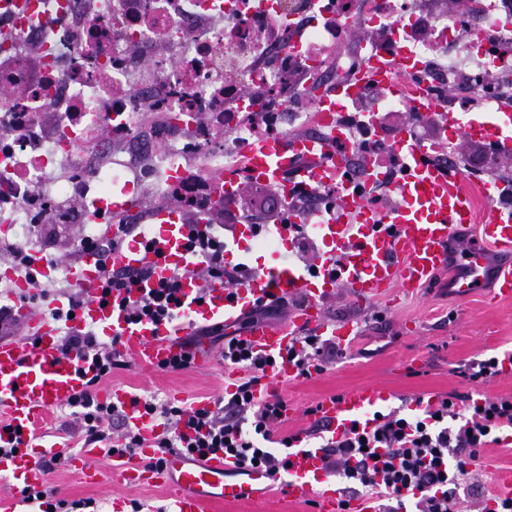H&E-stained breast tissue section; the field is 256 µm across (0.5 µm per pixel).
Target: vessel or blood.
Here are the masks:
<instances>
[{
	"label": "vessel or blood",
	"mask_w": 512,
	"mask_h": 512,
	"mask_svg": "<svg viewBox=\"0 0 512 512\" xmlns=\"http://www.w3.org/2000/svg\"><path fill=\"white\" fill-rule=\"evenodd\" d=\"M419 66L407 53L371 58L368 70L372 81L358 76L318 98L324 123L331 126L336 139H345L336 116L348 102L374 85L384 93H397L393 72ZM413 108L441 125L443 140L463 138L493 145L505 154L512 152V105L460 115L448 111L446 103L419 92L413 98ZM392 150L406 170L396 188L395 203L374 210L342 200L335 219L318 227L324 252L314 265L259 261L237 286L224 279L200 282L190 272L192 259L185 248L191 224L179 210H162L153 217L152 234L116 247L107 258L86 253L76 264L64 267L66 277L86 296L70 320V328L91 326L104 335L119 337L128 359L150 370L162 369L180 353V336L170 335L166 325L132 323L117 304H100V267L104 264L116 271H147L152 286L169 279L175 270H185L182 334L209 323L232 324L251 306L273 295L299 299L286 322L254 324L240 335L255 352L276 361L255 389L256 399L265 401L276 384L296 378L297 369L285 354L304 332L333 336L343 348L354 345L358 333L353 323L332 324L323 313L324 303L338 290H346L362 302H375L394 288L409 292L427 287L454 259L464 270L453 281L459 297L485 287L491 299H512V206L500 202L501 183L484 184L480 194H473L460 169L436 160V144L406 133ZM321 156L312 143L299 137L262 142L252 150L250 175L284 188L316 187L326 178ZM480 200L485 203L481 211L476 208ZM233 238L236 248L225 256L229 265L236 264L238 252L252 249L253 234L247 226L235 225ZM199 292L205 295L200 303L195 300ZM15 318L17 333L0 336V415L21 430L23 444L17 453L0 457V474L6 475L15 489H38L47 481L46 461L55 450L41 443L35 429L47 411L68 405L85 389L95 364L88 358L60 353V330L51 318L34 314L27 306L18 307ZM391 397L389 391L366 385L321 401L315 418L327 423L329 434L338 438L353 426H372L376 409ZM103 398L124 410L127 424L143 439L136 460L116 471L119 489L112 496L113 512H126L129 492L150 485L166 488L174 512H212L215 504L244 501L251 504L253 512H264L268 492L283 484L298 500L311 502L314 512H339L343 493L327 474L320 449L298 446L290 454V467L283 476L262 471L241 474L233 460L220 454L203 459L189 458L179 449L158 454L153 442L162 433V425L133 408L125 390L112 389ZM101 454L99 447L91 445L73 457L72 470L82 482H102Z\"/></svg>",
	"instance_id": "b4317fda"
}]
</instances>
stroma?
I'll list each match as a JSON object with an SVG mask.
<instances>
[{
	"mask_svg": "<svg viewBox=\"0 0 512 512\" xmlns=\"http://www.w3.org/2000/svg\"><path fill=\"white\" fill-rule=\"evenodd\" d=\"M78 224H42L25 236L36 253L74 260V243L82 234ZM448 273L434 284L404 295L361 305L345 293L326 302L328 321L352 319L359 337L353 347L338 350L321 373L283 382L279 396L288 405L285 431L306 432L314 425L313 408L323 399L368 384L388 387L393 397L383 412L409 414L417 398L451 393L473 398L512 395V375L496 376L483 383L467 381L462 371L474 359L512 350V301L494 302L478 293L458 298L448 286ZM106 387H120L130 394L152 396L165 402L216 398L224 393V365L214 361L207 370H147L137 366L115 370ZM512 475V446L488 445L479 452L471 474L460 480L456 498L462 512H479L482 501L470 492L471 483L494 492L502 475ZM47 486L57 498L93 499L97 512H112L111 479L101 484L82 483L72 469L50 468Z\"/></svg>",
	"mask_w": 512,
	"mask_h": 512,
	"instance_id": "obj_1",
	"label": "stroma"
}]
</instances>
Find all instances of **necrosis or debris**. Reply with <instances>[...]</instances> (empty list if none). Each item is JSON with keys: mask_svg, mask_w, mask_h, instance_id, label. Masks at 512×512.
Masks as SVG:
<instances>
[{"mask_svg": "<svg viewBox=\"0 0 512 512\" xmlns=\"http://www.w3.org/2000/svg\"><path fill=\"white\" fill-rule=\"evenodd\" d=\"M130 1L0 0L1 224H143L166 208L216 223L222 177L246 175L255 143L324 137L320 91L370 54H413L404 94H378L377 125L339 114L345 163L302 192L313 233L342 197L379 207L402 180L399 165L378 183L361 169L392 146L409 90L463 111L512 97V0H134L135 16ZM23 112L35 121L19 129Z\"/></svg>", "mask_w": 512, "mask_h": 512, "instance_id": "1", "label": "necrosis or debris"}]
</instances>
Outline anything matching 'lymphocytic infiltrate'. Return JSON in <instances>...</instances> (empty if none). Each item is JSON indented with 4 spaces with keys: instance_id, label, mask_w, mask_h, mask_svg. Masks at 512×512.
<instances>
[{
    "instance_id": "1",
    "label": "lymphocytic infiltrate",
    "mask_w": 512,
    "mask_h": 512,
    "mask_svg": "<svg viewBox=\"0 0 512 512\" xmlns=\"http://www.w3.org/2000/svg\"><path fill=\"white\" fill-rule=\"evenodd\" d=\"M225 246L223 225L210 224L205 231L191 232L187 249L195 260L194 273L198 278L205 281L224 277L239 283L250 276V266L226 268ZM182 277V272H175L169 281L147 296L131 301L130 318L167 324L179 322L178 293ZM203 337L221 344L224 362L245 369L249 376L228 399L213 400L202 408L133 397V405L141 407L164 427L155 442L156 448L162 453L172 448L202 454L221 453L234 458L244 470L256 466L271 473L287 470L288 459L271 450L275 444L290 447L293 441L292 436L282 432L287 421V405L279 398L260 403L254 396L256 385L273 365L272 359L252 352L236 334L225 332L223 326L209 325L183 340L184 351L169 362V370L189 368L190 352ZM60 351L66 356L90 357L97 368L86 388L70 402L76 411L77 433L82 444L106 445L108 455L120 460L134 458L141 446L138 433L125 426L122 408L100 400L97 395L100 384L114 370L129 365L118 339L100 341L91 329L67 333L61 339ZM335 354V344L315 334L298 338L287 349L288 359L295 361L302 377L322 372L324 363ZM456 405L455 396L449 395L413 416L376 414L371 429L354 428L338 439L321 444L324 466L346 482L395 500L391 512H400L405 491L412 489L419 492L417 512H453L456 505L453 484L468 474L481 448L501 444L502 433L512 431V396L477 399L461 413ZM117 421L123 422L124 428L116 435L112 425ZM189 427L194 430L190 436L185 433Z\"/></svg>"
}]
</instances>
